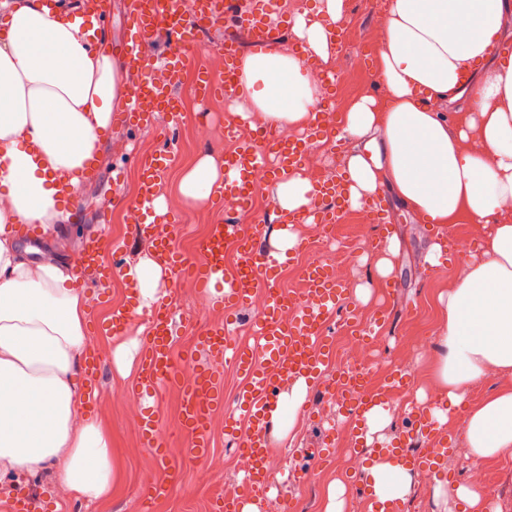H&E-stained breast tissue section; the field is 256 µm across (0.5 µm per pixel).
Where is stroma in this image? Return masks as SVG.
Masks as SVG:
<instances>
[{
	"instance_id": "1",
	"label": "stroma",
	"mask_w": 512,
	"mask_h": 512,
	"mask_svg": "<svg viewBox=\"0 0 512 512\" xmlns=\"http://www.w3.org/2000/svg\"><path fill=\"white\" fill-rule=\"evenodd\" d=\"M157 139L159 151L171 156L161 175L160 190L168 192L180 172L196 159L188 153L176 158L178 141L158 139L155 130L128 129L112 126L105 136L94 167L96 174L82 180V186L74 197L70 209L73 219L59 225L57 235L35 238L37 248L62 261H69L72 254L81 250L86 240L111 234L110 217L113 210L128 202V175L133 168L131 147L142 139ZM126 143V151H118L116 143ZM389 205L388 222L397 251L392 256L393 271L388 279H378L374 264L381 257V249L372 245L382 228L377 224H363L358 228L357 257L348 268L346 301L350 309L359 311L364 317L367 331L378 336V357L382 365L400 370L410 379L403 394L394 396L389 402L391 422L384 434L391 439L402 438L407 429L404 413L415 410L426 414V403L417 401L418 393L434 398L437 384L432 377L431 365L434 354L415 355L410 346V327L413 321L439 319L437 296L447 290L449 282L436 276L429 267L427 256L433 242L431 225L422 221L395 195L386 194ZM119 276L94 284L93 291L100 299L96 312L87 314L86 331L89 336L103 340L108 351L100 357V373L97 383L89 385L90 412L98 414L112 435V457L121 471V478L104 500L94 503L71 497L53 480L18 471L0 479V512H12L11 496L20 491L33 494L31 512H142L143 488L138 480L142 467L153 465L155 452L148 448L139 432L128 427L120 410L113 406L110 393L113 387L133 388L137 378L138 354L146 338V314L132 315L127 331L111 335L107 322L114 308L126 306L128 300L120 291ZM369 286L367 301H360L357 290ZM158 295L169 297L180 309L173 319L172 336L177 346L188 345L206 319L192 306L191 296L173 288L169 275H162L157 288ZM386 317V325H379V317ZM125 352L127 370H119L114 357L116 349ZM171 387H162L149 400L148 406L155 414L167 437L165 447L168 460L173 464L172 472L163 473L161 480L166 489L157 502L162 512H213V502L208 492L199 485L196 475L197 463L185 452L186 441L177 433L179 417L176 400ZM448 436L449 451L442 463L431 466L422 474L413 476L407 496L425 499L430 512H451L453 488L458 484L479 488L492 508H499L501 499H512V457L474 462L460 430L453 426L443 429ZM211 452L209 460L221 483L226 487H241L243 475L228 465L231 451L230 440L224 433V415L216 413L211 423ZM324 448L326 456L314 469L310 483L318 494H325L331 480H342L346 486L344 512H365L367 497L357 476L345 472L339 466L346 453H353L360 461H367L368 449L357 442V430L351 421L336 411L333 400L322 397L320 391H307L290 433L272 430L269 448L274 457L270 466V479L283 499L296 503L299 491L288 473L307 460L316 448Z\"/></svg>"
}]
</instances>
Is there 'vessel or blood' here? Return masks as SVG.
<instances>
[{"label":"vessel or blood","mask_w":512,"mask_h":512,"mask_svg":"<svg viewBox=\"0 0 512 512\" xmlns=\"http://www.w3.org/2000/svg\"><path fill=\"white\" fill-rule=\"evenodd\" d=\"M238 0H198V12L193 19H186L179 11V0H131L127 13V36L122 45V63L128 93L124 107L116 115L117 123L129 128H140L151 123L154 113L167 117L160 133L170 138L180 127L181 116L172 85L180 81L186 66L184 46L196 28H208L223 16L235 13ZM274 0H260L248 12L244 28L253 48H268L276 43L279 28L272 20ZM86 24L105 27L110 18L109 0H83L77 12ZM224 75L214 78L201 76L202 94H221L231 98L241 91L238 71L237 46L233 40L224 45ZM169 72L171 85L156 84L152 77L154 68ZM317 120L308 137H289L287 132H268L258 141L248 140L236 151L224 156V186L220 199L228 209L223 221L211 225L205 236L196 243L201 255L199 262L189 261L175 244L182 227L171 213L159 214L153 203L158 196V182L164 168L160 156L138 159L140 189L132 203L135 222L143 237L152 245L154 260L171 276L191 272L200 288H208L211 281L224 282L226 306L249 301L255 287L265 292V304L257 315L253 329L259 340L258 348L231 346L225 326H203L197 336L200 347L210 353L215 361L230 359L244 377L233 411L224 416V430L239 451L250 457L252 468L247 475L250 491L247 495H228L217 502V512H244L245 505L253 504L259 512H266L272 487L267 479V461L264 450L273 427L272 417L277 408L280 392L297 379L316 384L321 378L322 367L328 359L330 342L323 334V327L346 304L347 290L338 281L333 270L323 261H316L304 268L302 275L307 288L303 298L291 301L281 288L276 271L281 261H294V251H287L284 258L270 255L261 246L267 232L266 224L255 221L250 235H243L239 220L245 206L256 190L254 172L263 152L275 156L268 172L269 182H276L284 173L296 169L310 141L320 138L327 121L325 105L314 108ZM346 185L342 176L321 183L318 196L334 199L333 208L315 206L311 214L280 213L281 223L294 224L313 219L318 224L336 223L344 203ZM235 248L239 254L235 269L224 265V252ZM81 279L111 277L112 267L99 260L97 241H90L80 252L73 265ZM290 310V317H283V310ZM173 305L170 300L156 301L149 318V334L139 357V375L134 386L138 398L153 397L162 386L181 387L183 400L180 431L188 440L187 455L196 460L205 459L210 453V417L222 402L214 371L198 367L192 355H184L182 362H175L170 354L173 341ZM369 368L352 366L339 373L327 385L328 393L346 403L355 417L372 405L387 403L393 388L406 387L407 375L393 372L387 388L373 390ZM139 431L150 446L159 450L156 468H167L168 461L162 450L166 437L161 432L152 412H144ZM430 449L417 454L404 445H397L396 452L417 468L429 467L432 460L448 453V440L431 434Z\"/></svg>","instance_id":"1"}]
</instances>
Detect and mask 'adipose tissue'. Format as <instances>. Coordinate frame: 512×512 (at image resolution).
Returning <instances> with one entry per match:
<instances>
[{"mask_svg": "<svg viewBox=\"0 0 512 512\" xmlns=\"http://www.w3.org/2000/svg\"><path fill=\"white\" fill-rule=\"evenodd\" d=\"M0 474L53 467L73 497H108L120 471L103 421L83 414L79 381L87 348L82 289L55 259H23L12 225L53 233L66 214L58 177L78 186L112 125L119 70L92 48L93 29L45 0H0ZM344 0H313L292 18L303 53L285 49L245 56L242 98L230 111L266 127L306 128L320 86L305 56L329 62ZM512 0H385L376 74L382 98L365 95L342 116L344 135L364 149L345 162L348 208L390 187L430 222L478 224L481 246L460 266L438 302L443 353L434 366L440 391L429 412L438 426L467 406L464 430L473 460L512 456V387L473 403L488 370L512 374V55L498 57ZM471 109L445 113L461 99ZM224 180L214 157L182 171L176 196L201 203ZM315 185L288 174L273 199L309 210ZM410 473L369 469L376 502L400 500Z\"/></svg>", "mask_w": 512, "mask_h": 512, "instance_id": "ef3b65f1", "label": "adipose tissue"}]
</instances>
